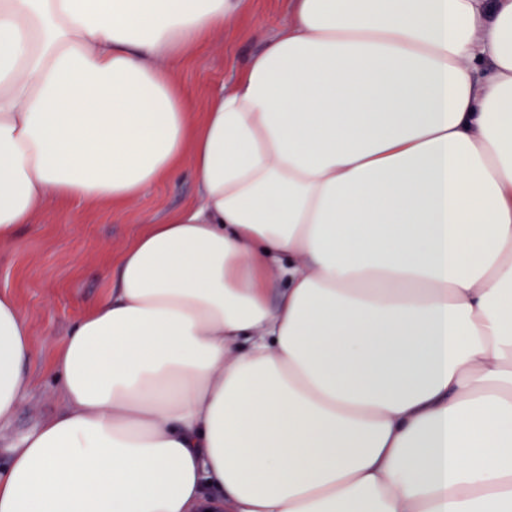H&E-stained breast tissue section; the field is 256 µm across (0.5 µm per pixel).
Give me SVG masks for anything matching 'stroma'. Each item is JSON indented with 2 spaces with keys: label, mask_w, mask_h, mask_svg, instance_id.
<instances>
[{
  "label": "stroma",
  "mask_w": 512,
  "mask_h": 512,
  "mask_svg": "<svg viewBox=\"0 0 512 512\" xmlns=\"http://www.w3.org/2000/svg\"><path fill=\"white\" fill-rule=\"evenodd\" d=\"M284 0H246L243 13L213 32L207 44L173 79L193 96L202 113L206 96L229 82L259 48L268 16H284ZM189 166L122 206L49 201L13 245L0 247V292L13 295L27 314L39 356L30 369L31 392L19 403L13 423L0 429L3 441L36 424L58 407L46 372L69 327L112 290L103 267L124 251L149 222L160 221L194 196Z\"/></svg>",
  "instance_id": "obj_1"
}]
</instances>
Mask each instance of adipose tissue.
Instances as JSON below:
<instances>
[{
  "label": "adipose tissue",
  "instance_id": "adipose-tissue-1",
  "mask_svg": "<svg viewBox=\"0 0 512 512\" xmlns=\"http://www.w3.org/2000/svg\"><path fill=\"white\" fill-rule=\"evenodd\" d=\"M0 0V246L189 161L51 361L0 512H512V0ZM36 357L0 294V428ZM285 13V1L247 0L240 16L213 32L187 67L173 72V79L192 93L197 119L202 116L206 96L229 82L259 48L265 19L270 15L282 18Z\"/></svg>",
  "mask_w": 512,
  "mask_h": 512
}]
</instances>
